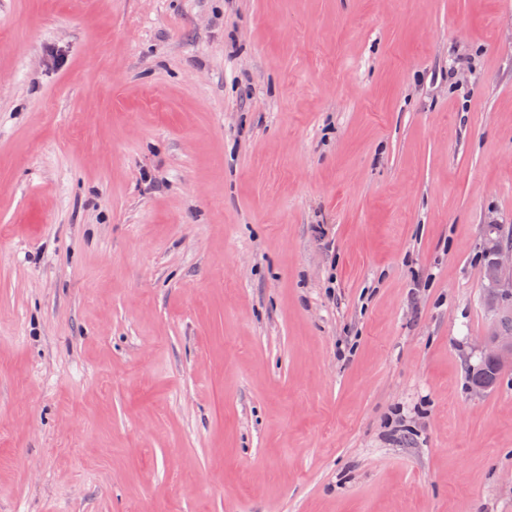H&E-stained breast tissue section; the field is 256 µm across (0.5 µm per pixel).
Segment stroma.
Segmentation results:
<instances>
[{
    "label": "stroma",
    "mask_w": 512,
    "mask_h": 512,
    "mask_svg": "<svg viewBox=\"0 0 512 512\" xmlns=\"http://www.w3.org/2000/svg\"><path fill=\"white\" fill-rule=\"evenodd\" d=\"M512 0H0V512H512ZM485 224L484 242L490 237H497L494 257L484 270L485 288L489 292L500 295L512 303V236H503L501 226L494 221ZM499 328L502 336L494 331L493 338L488 340L483 349L486 358L494 359L502 368L512 365V312L507 311L501 316ZM501 371L492 363L482 359L479 367L471 375V383L480 390L481 388L494 389L498 384Z\"/></svg>",
    "instance_id": "35a3bbf8"
}]
</instances>
